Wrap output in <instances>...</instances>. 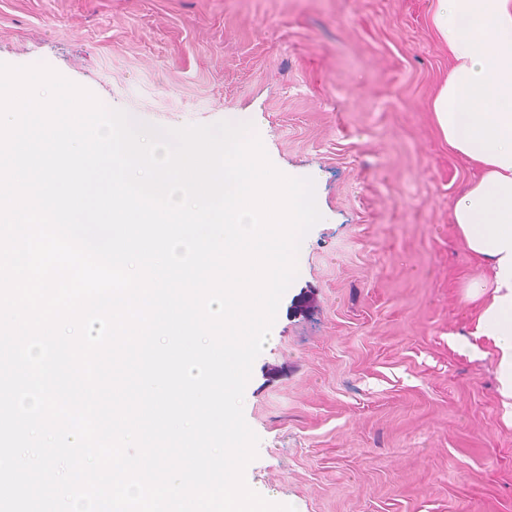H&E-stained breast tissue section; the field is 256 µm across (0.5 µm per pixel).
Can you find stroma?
I'll use <instances>...</instances> for the list:
<instances>
[{
	"label": "stroma",
	"mask_w": 512,
	"mask_h": 512,
	"mask_svg": "<svg viewBox=\"0 0 512 512\" xmlns=\"http://www.w3.org/2000/svg\"><path fill=\"white\" fill-rule=\"evenodd\" d=\"M432 0H0V62L133 120L243 119L322 215L243 402L248 486L296 512H512V419L452 212L474 169L430 100Z\"/></svg>",
	"instance_id": "stroma-1"
}]
</instances>
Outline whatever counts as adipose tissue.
I'll return each instance as SVG.
<instances>
[{
  "label": "adipose tissue",
  "instance_id": "obj_1",
  "mask_svg": "<svg viewBox=\"0 0 512 512\" xmlns=\"http://www.w3.org/2000/svg\"><path fill=\"white\" fill-rule=\"evenodd\" d=\"M429 22L452 63L430 104L434 122L479 171L453 222L491 270L468 291L491 296L476 333L497 348L501 404L512 418V0H433Z\"/></svg>",
  "mask_w": 512,
  "mask_h": 512
}]
</instances>
